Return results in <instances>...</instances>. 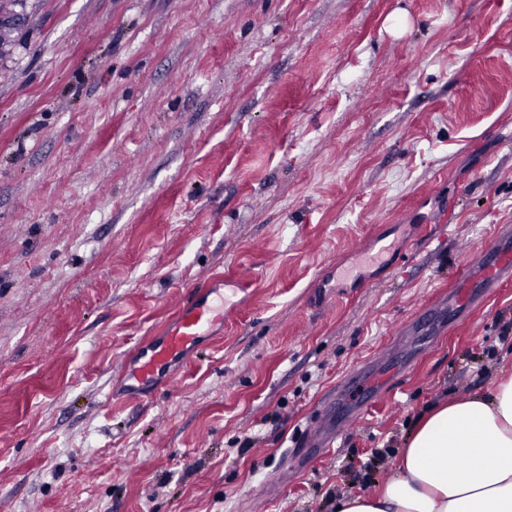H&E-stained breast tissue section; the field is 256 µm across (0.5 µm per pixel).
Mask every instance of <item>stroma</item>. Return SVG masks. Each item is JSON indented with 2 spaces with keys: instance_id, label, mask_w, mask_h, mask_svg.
I'll list each match as a JSON object with an SVG mask.
<instances>
[{
  "instance_id": "stroma-1",
  "label": "stroma",
  "mask_w": 512,
  "mask_h": 512,
  "mask_svg": "<svg viewBox=\"0 0 512 512\" xmlns=\"http://www.w3.org/2000/svg\"><path fill=\"white\" fill-rule=\"evenodd\" d=\"M14 12L0 512H331L394 475L426 410L512 372V284L446 299L466 245L512 225V0ZM224 276L249 288L211 346L109 399L114 362ZM308 429L338 434L313 465Z\"/></svg>"
}]
</instances>
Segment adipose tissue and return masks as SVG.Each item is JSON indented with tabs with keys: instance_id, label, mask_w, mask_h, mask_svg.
<instances>
[{
	"instance_id": "ef3b65f1",
	"label": "adipose tissue",
	"mask_w": 512,
	"mask_h": 512,
	"mask_svg": "<svg viewBox=\"0 0 512 512\" xmlns=\"http://www.w3.org/2000/svg\"><path fill=\"white\" fill-rule=\"evenodd\" d=\"M335 512H512V375L427 410L378 490L343 493Z\"/></svg>"
}]
</instances>
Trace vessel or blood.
Instances as JSON below:
<instances>
[{
    "label": "vessel or blood",
    "mask_w": 512,
    "mask_h": 512,
    "mask_svg": "<svg viewBox=\"0 0 512 512\" xmlns=\"http://www.w3.org/2000/svg\"><path fill=\"white\" fill-rule=\"evenodd\" d=\"M512 280V226L498 225L476 263L458 266L451 296L459 308L469 309L480 297ZM233 278L211 280L183 305L175 319L158 335L123 357L121 387L111 398H145L171 380L176 367L195 361L205 338L224 320V290L239 287Z\"/></svg>",
    "instance_id": "b4317fda"
}]
</instances>
